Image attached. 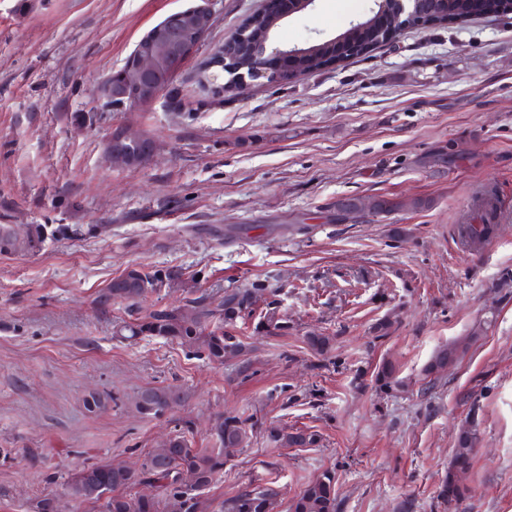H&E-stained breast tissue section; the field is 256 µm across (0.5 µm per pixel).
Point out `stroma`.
Instances as JSON below:
<instances>
[{"instance_id": "1", "label": "stroma", "mask_w": 512, "mask_h": 512, "mask_svg": "<svg viewBox=\"0 0 512 512\" xmlns=\"http://www.w3.org/2000/svg\"><path fill=\"white\" fill-rule=\"evenodd\" d=\"M270 0H0V225L53 229L36 253L0 254V512H24L53 472L135 463L183 419L194 440L217 412L251 419L247 448L211 489L275 480L281 506L324 470L337 512H444L439 486L458 429L480 422L461 512H512V18L402 26L392 43L290 82L214 96L201 62ZM208 4L199 51L150 104L116 108L99 85L167 14ZM373 0H315L282 21L279 47H305L369 15ZM150 139L149 164L119 167L106 142ZM492 196L483 217L480 199ZM344 196L422 198L415 211L341 220ZM489 219L480 245L457 227ZM181 281L146 306L187 294L261 288L292 327L235 333L246 360L216 367L161 339L114 337L123 306L93 300L127 268ZM397 322L376 338L385 315ZM333 336L312 353L310 333ZM476 339L433 386L441 345ZM391 361L406 387L385 395ZM185 402L135 414L146 386ZM122 405L88 412L89 391ZM318 432L276 448L264 429ZM374 381L377 389L387 395L398 393L404 387L403 381L396 376L394 365L388 361L382 362L378 367Z\"/></svg>"}]
</instances>
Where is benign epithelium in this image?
<instances>
[{
	"instance_id": "1",
	"label": "benign epithelium",
	"mask_w": 512,
	"mask_h": 512,
	"mask_svg": "<svg viewBox=\"0 0 512 512\" xmlns=\"http://www.w3.org/2000/svg\"><path fill=\"white\" fill-rule=\"evenodd\" d=\"M425 0H375L370 11L375 35L391 37L406 23H417L422 15ZM315 0H283L278 12L280 19L312 6ZM214 22V16L205 6H195L167 15L136 44L123 67L106 78L100 86V95L114 106L135 107L153 101L163 90L164 82L183 63L195 55ZM248 52L251 59L250 73H239L240 83L277 78L285 70H293L302 56L297 48L272 46L267 37L258 46L245 43L223 45L215 49L202 62L205 70L222 68L235 71L237 56ZM154 152L153 143L144 137L125 131L112 136L106 146L108 158L126 167L147 164Z\"/></svg>"
}]
</instances>
